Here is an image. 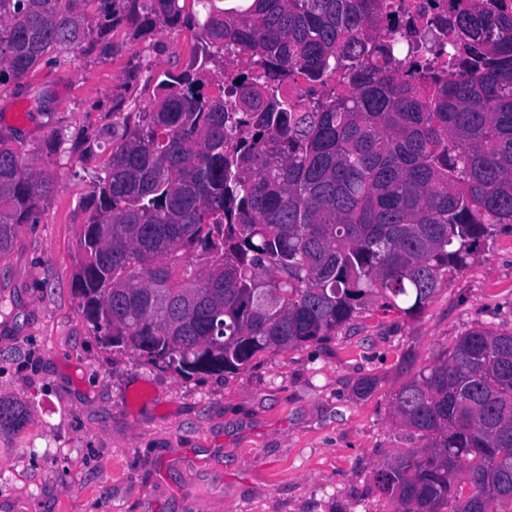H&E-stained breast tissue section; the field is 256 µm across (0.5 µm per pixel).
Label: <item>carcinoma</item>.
I'll list each match as a JSON object with an SVG mask.
<instances>
[{
  "label": "carcinoma",
  "instance_id": "cac0c4a2",
  "mask_svg": "<svg viewBox=\"0 0 512 512\" xmlns=\"http://www.w3.org/2000/svg\"><path fill=\"white\" fill-rule=\"evenodd\" d=\"M94 1L89 19L81 4ZM194 62L155 78L150 112H117L92 175L74 286L105 345L180 374H224L318 342L380 302L423 313L493 224H512V10L467 0L455 39L484 66L429 87L381 64L377 0H192ZM181 0H0V86L107 50L109 31L174 27ZM224 96L201 70L224 51ZM362 61L347 95L280 92ZM122 133H117V130ZM58 188L0 140V258ZM394 419L422 441L377 469L398 512H512V332L473 327L408 363ZM27 423L0 398V432ZM286 88H288V95L292 97L301 96L305 101H316L315 99L321 96V89H313L312 85L306 79L305 76L295 73L288 77L285 82Z\"/></svg>",
  "mask_w": 512,
  "mask_h": 512
}]
</instances>
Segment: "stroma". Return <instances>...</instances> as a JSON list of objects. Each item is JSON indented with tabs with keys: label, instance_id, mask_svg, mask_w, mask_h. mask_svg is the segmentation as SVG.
<instances>
[{
	"label": "stroma",
	"instance_id": "35a3bbf8",
	"mask_svg": "<svg viewBox=\"0 0 512 512\" xmlns=\"http://www.w3.org/2000/svg\"><path fill=\"white\" fill-rule=\"evenodd\" d=\"M199 38L120 26L106 54L0 87V138L59 185L0 258V397L28 410L22 429L0 432V512H394L373 473L419 444L393 419L407 363L431 364L474 326L512 331V224H496L414 319L367 311L226 375L105 347L72 283L90 175L112 152L113 107L150 111L153 77L184 69ZM366 377L376 387L361 399Z\"/></svg>",
	"mask_w": 512,
	"mask_h": 512
}]
</instances>
